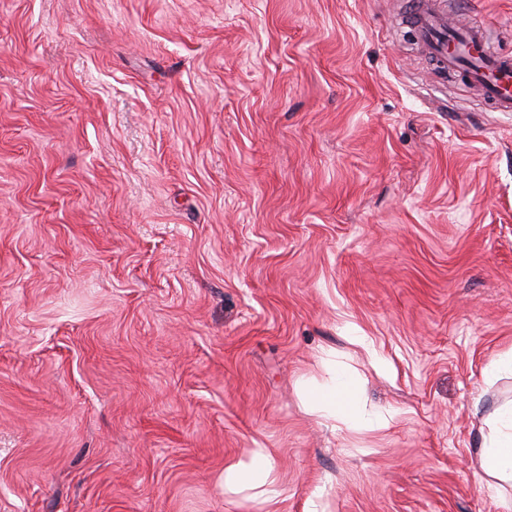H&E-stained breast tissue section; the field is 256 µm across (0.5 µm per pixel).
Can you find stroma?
Returning a JSON list of instances; mask_svg holds the SVG:
<instances>
[{"instance_id": "obj_1", "label": "stroma", "mask_w": 512, "mask_h": 512, "mask_svg": "<svg viewBox=\"0 0 512 512\" xmlns=\"http://www.w3.org/2000/svg\"><path fill=\"white\" fill-rule=\"evenodd\" d=\"M406 2L0 0V512H505L512 112ZM314 411L327 421L336 420L349 425L359 414V406L353 401L349 380L336 374L331 383L323 391L312 396ZM502 429L480 448L484 470L501 480H512V409L502 416ZM272 469V460L267 450L253 448L245 460L239 461L224 472V489L267 486L263 494L273 498L277 495V491L272 486V480L269 481Z\"/></svg>"}]
</instances>
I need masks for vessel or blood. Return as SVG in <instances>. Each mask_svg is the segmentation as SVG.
<instances>
[{
  "mask_svg": "<svg viewBox=\"0 0 512 512\" xmlns=\"http://www.w3.org/2000/svg\"><path fill=\"white\" fill-rule=\"evenodd\" d=\"M398 22L436 70L458 74L491 108L512 112V56L495 47L488 29L454 17L442 0H410Z\"/></svg>",
  "mask_w": 512,
  "mask_h": 512,
  "instance_id": "1",
  "label": "vessel or blood"
}]
</instances>
